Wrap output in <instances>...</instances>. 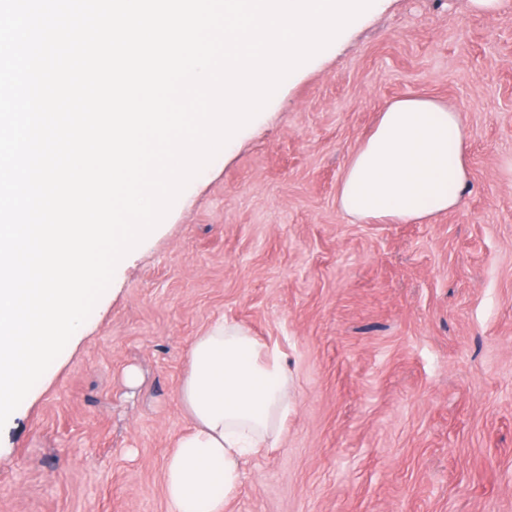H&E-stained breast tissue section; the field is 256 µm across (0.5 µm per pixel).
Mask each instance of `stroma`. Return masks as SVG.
Instances as JSON below:
<instances>
[{"label": "stroma", "instance_id": "1", "mask_svg": "<svg viewBox=\"0 0 512 512\" xmlns=\"http://www.w3.org/2000/svg\"><path fill=\"white\" fill-rule=\"evenodd\" d=\"M408 95L461 110L462 203L353 221L349 155ZM219 319L289 377L227 512H512V0H382L286 78L0 429V512H167L185 353Z\"/></svg>", "mask_w": 512, "mask_h": 512}]
</instances>
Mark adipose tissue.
<instances>
[{
  "label": "adipose tissue",
  "instance_id": "obj_1",
  "mask_svg": "<svg viewBox=\"0 0 512 512\" xmlns=\"http://www.w3.org/2000/svg\"><path fill=\"white\" fill-rule=\"evenodd\" d=\"M468 182L459 112L407 97L380 113L350 155L337 201L356 221L416 223L455 210ZM178 398L192 426L164 462L168 512H224L244 457L275 444L288 418L282 355L243 326L215 322L189 345Z\"/></svg>",
  "mask_w": 512,
  "mask_h": 512
}]
</instances>
